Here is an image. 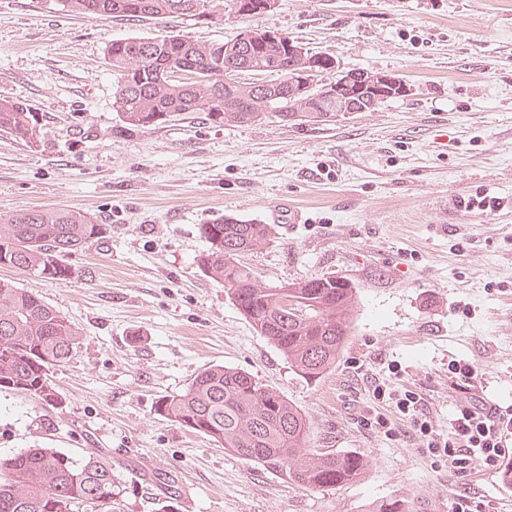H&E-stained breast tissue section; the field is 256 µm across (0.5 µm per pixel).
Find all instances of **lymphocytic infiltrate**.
<instances>
[{"label":"lymphocytic infiltrate","instance_id":"f902f5d3","mask_svg":"<svg viewBox=\"0 0 512 512\" xmlns=\"http://www.w3.org/2000/svg\"><path fill=\"white\" fill-rule=\"evenodd\" d=\"M373 397L378 403L392 407L395 417L376 412L366 424L384 435L395 431V419L409 421L424 442L423 455L447 461L450 472L465 473L473 460L497 467L512 443V413L485 405L468 403L458 406L448 422L447 432L433 429L421 397L410 390L395 388L386 380H376Z\"/></svg>","mask_w":512,"mask_h":512}]
</instances>
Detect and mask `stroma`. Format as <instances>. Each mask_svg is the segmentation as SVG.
Returning a JSON list of instances; mask_svg holds the SVG:
<instances>
[{"label": "stroma", "instance_id": "obj_1", "mask_svg": "<svg viewBox=\"0 0 512 512\" xmlns=\"http://www.w3.org/2000/svg\"><path fill=\"white\" fill-rule=\"evenodd\" d=\"M283 33L344 71L407 86L372 112L288 124L213 123L192 112L130 129L112 109L115 39L175 32L227 41ZM30 106L38 141L0 131V214L65 208L106 226L65 258L64 282L0 267L77 328L52 371L49 404L0 391V457L27 448L107 458L125 486L120 512H450L453 499L512 512V489L473 461L450 473L409 424L367 428L375 379L418 392L438 431L459 405L512 410V0H281L244 22L92 19L59 0H0V99ZM295 208L289 223L282 207ZM231 216L273 236L241 255L265 286L322 275L356 292L335 368L300 377L197 259L200 225ZM476 361V388L448 379ZM248 372L307 416L313 451L350 452L362 478L310 489L159 417L205 368Z\"/></svg>", "mask_w": 512, "mask_h": 512}]
</instances>
